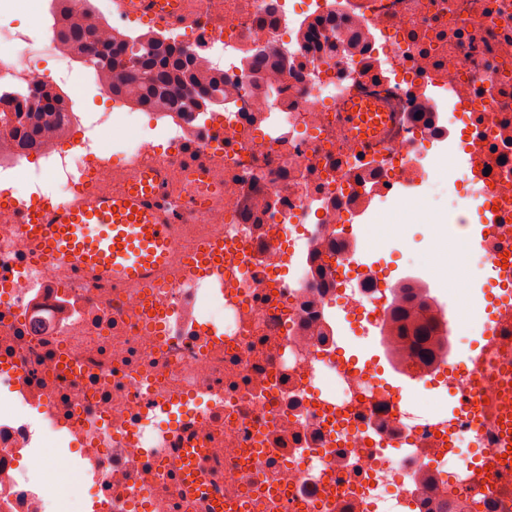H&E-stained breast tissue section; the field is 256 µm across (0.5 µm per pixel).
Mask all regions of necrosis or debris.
Listing matches in <instances>:
<instances>
[{
  "label": "necrosis or debris",
  "mask_w": 512,
  "mask_h": 512,
  "mask_svg": "<svg viewBox=\"0 0 512 512\" xmlns=\"http://www.w3.org/2000/svg\"><path fill=\"white\" fill-rule=\"evenodd\" d=\"M33 2L0 0V88L55 87L65 110L41 146L0 136V512H66L59 482L26 474L42 453L57 473H83L90 512H206L214 493L224 512H512L499 425L512 335L468 347L449 336L435 362L393 337L388 358L456 400L429 416L380 382L378 355L343 347L385 333L395 306L386 268L359 259L357 216L404 208L434 224L399 186L432 188L431 162L480 150L491 185L459 169L445 191L465 183L467 201L447 234L500 210L479 256L499 289L486 320L512 325V0H200L199 21L164 34L223 75L224 109L188 122L150 113L148 136L120 121L121 100L80 107L68 80L79 57L17 23ZM260 50L279 61L256 74L246 59ZM354 98L391 114L376 152L337 136ZM188 153L211 159L224 187L186 227L223 247L224 285L174 257V279L152 291L159 318L143 289L87 287L34 262L16 233L50 200L114 189V170ZM192 303L215 316L184 317ZM196 439L195 497L171 457Z\"/></svg>",
  "instance_id": "obj_1"
}]
</instances>
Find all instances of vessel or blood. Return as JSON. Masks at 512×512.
Returning a JSON list of instances; mask_svg holds the SVG:
<instances>
[{
  "label": "vessel or blood",
  "instance_id": "vessel-or-blood-1",
  "mask_svg": "<svg viewBox=\"0 0 512 512\" xmlns=\"http://www.w3.org/2000/svg\"><path fill=\"white\" fill-rule=\"evenodd\" d=\"M124 11L155 24H187L199 0H121ZM390 115L382 102L360 99L340 105L339 127L359 146L376 144ZM116 192L60 201L44 208L37 223L18 232L30 256L41 263L61 262L87 282L115 288H152L171 280V256L180 250L188 214L203 210L219 186L209 164L194 156L179 166L146 165L119 171ZM197 451L179 449L173 460L183 480L198 477Z\"/></svg>",
  "mask_w": 512,
  "mask_h": 512
}]
</instances>
